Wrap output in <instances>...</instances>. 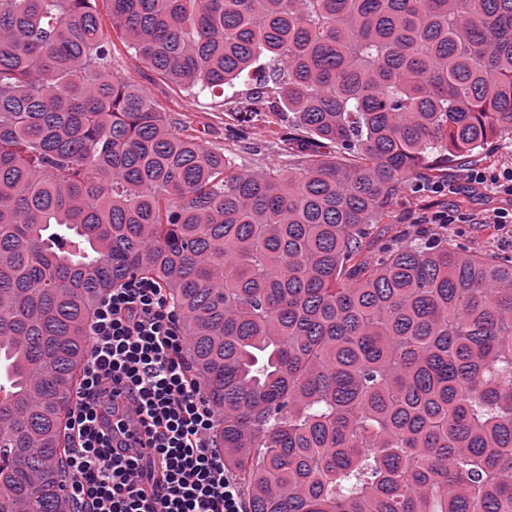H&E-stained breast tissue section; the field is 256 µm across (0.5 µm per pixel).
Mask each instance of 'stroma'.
I'll return each instance as SVG.
<instances>
[{
    "label": "stroma",
    "instance_id": "1",
    "mask_svg": "<svg viewBox=\"0 0 512 512\" xmlns=\"http://www.w3.org/2000/svg\"><path fill=\"white\" fill-rule=\"evenodd\" d=\"M111 59L115 72L132 79L166 112L175 131L197 137L204 145L231 154L236 163L249 168L287 165L288 155L281 144L288 135L287 116L277 117L271 124L262 117L242 123V105L207 94L187 95L136 59L133 51L119 39L114 42ZM509 163H512V139L492 136L470 163L455 161L445 167L438 183L443 188L442 193H433V185L428 182L403 190L395 208V222L414 223L425 206L431 204L452 210L461 205L465 210L475 212L500 206V198L488 191L471 188L465 181V172L467 167L474 166L492 174ZM448 236L473 250L512 253V241H507L504 230L494 224H453L448 228Z\"/></svg>",
    "mask_w": 512,
    "mask_h": 512
}]
</instances>
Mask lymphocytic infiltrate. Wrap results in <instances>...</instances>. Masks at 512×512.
<instances>
[{"mask_svg":"<svg viewBox=\"0 0 512 512\" xmlns=\"http://www.w3.org/2000/svg\"><path fill=\"white\" fill-rule=\"evenodd\" d=\"M502 199L476 213L512 224V166L471 171ZM67 429L73 512H248L214 435L222 412L185 358L182 316L159 282L129 276L99 299Z\"/></svg>","mask_w":512,"mask_h":512,"instance_id":"1","label":"lymphocytic infiltrate"}]
</instances>
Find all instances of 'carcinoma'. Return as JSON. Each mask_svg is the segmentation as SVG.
<instances>
[{
	"mask_svg": "<svg viewBox=\"0 0 512 512\" xmlns=\"http://www.w3.org/2000/svg\"><path fill=\"white\" fill-rule=\"evenodd\" d=\"M189 93L290 113L246 170L111 71L96 0L0 4V512H70L97 300L166 288L249 512H512V257L373 229L512 134V0H106ZM331 155L322 153V150Z\"/></svg>",
	"mask_w": 512,
	"mask_h": 512,
	"instance_id": "cac0c4a2",
	"label": "carcinoma"
}]
</instances>
